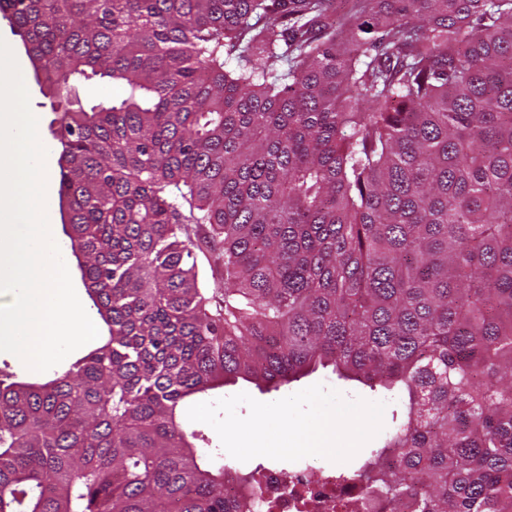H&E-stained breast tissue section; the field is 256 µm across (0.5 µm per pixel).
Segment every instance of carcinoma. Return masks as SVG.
<instances>
[{
    "instance_id": "carcinoma-1",
    "label": "carcinoma",
    "mask_w": 512,
    "mask_h": 512,
    "mask_svg": "<svg viewBox=\"0 0 512 512\" xmlns=\"http://www.w3.org/2000/svg\"><path fill=\"white\" fill-rule=\"evenodd\" d=\"M0 13L58 99L65 234L108 327L44 383L0 373V512H245L177 413L328 367L407 393L348 475L389 512H512V0ZM93 77L125 97L85 108Z\"/></svg>"
}]
</instances>
